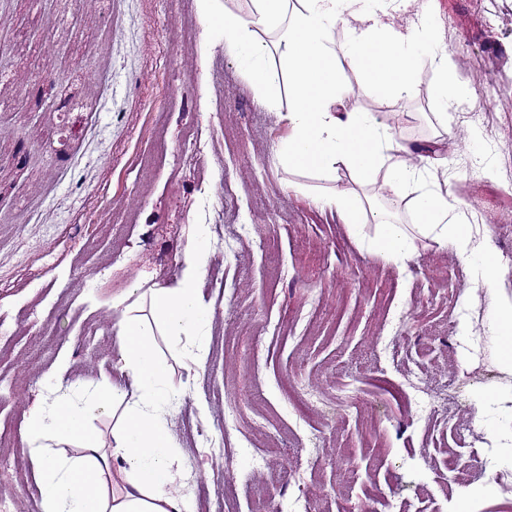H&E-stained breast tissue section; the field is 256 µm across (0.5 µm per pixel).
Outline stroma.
<instances>
[{
    "label": "stroma",
    "instance_id": "35a3bbf8",
    "mask_svg": "<svg viewBox=\"0 0 512 512\" xmlns=\"http://www.w3.org/2000/svg\"><path fill=\"white\" fill-rule=\"evenodd\" d=\"M247 0H0V320L19 336L0 352V429L10 434L0 490L15 512H43L22 442L47 382L73 377L127 386L115 363L117 322L133 284L173 286L203 218L252 225L235 252L213 248L197 283L211 312L205 365L168 359L183 393L164 417L178 443L181 494L199 512H255L303 497L308 512L363 503L387 512H498L494 480L470 472L452 494L445 449L472 460L494 408L478 394L512 385L488 333L492 296L454 247L420 241L394 263L361 248L336 212L309 195L354 188L282 169L289 130L260 106L211 19ZM427 10L440 25L453 77L469 101L428 118L434 73L422 65L413 98L362 93L348 106L376 113L488 238L496 284L512 296V0H417L393 22ZM481 135V174L461 146ZM357 189V188H354ZM375 197L379 184L357 189ZM122 250L113 261V250ZM398 329L392 351L380 330ZM430 396L454 397L461 416L421 417L410 376ZM241 451L236 477L224 447ZM271 445V470L247 460Z\"/></svg>",
    "mask_w": 512,
    "mask_h": 512
}]
</instances>
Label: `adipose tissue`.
I'll return each mask as SVG.
<instances>
[{
    "instance_id": "obj_1",
    "label": "adipose tissue",
    "mask_w": 512,
    "mask_h": 512,
    "mask_svg": "<svg viewBox=\"0 0 512 512\" xmlns=\"http://www.w3.org/2000/svg\"><path fill=\"white\" fill-rule=\"evenodd\" d=\"M413 0H249L246 12L224 10L219 24L224 47L251 82L263 107L288 109L279 118L290 134L275 154L283 169L313 172L323 179L347 171L359 185L382 179L392 202H406L413 217L406 225L391 204L363 202L350 191L312 196L319 209L336 211L368 251L393 260L414 255L417 238L452 244L461 261L488 288H495L493 251L474 239L447 191L431 180L427 165L407 159L409 149L374 113L346 108L352 88L342 66L359 69L361 88L396 102L412 95L418 68L435 73L432 114L448 125L450 104L469 99L467 85L450 78L453 62L438 25L421 17L399 28L390 12L408 9ZM344 26L346 39L334 32ZM375 223V235L366 226ZM210 258L206 230H199L184 253V276L173 287L150 292V312L170 349L188 342L196 365L205 362L203 329L209 311L195 288ZM117 363L129 389L88 390L72 382L51 387L53 398L32 417L22 438L44 491V512H195L193 503L172 490L176 446L163 417L179 389L167 371L143 320L126 315L119 323ZM114 421L111 454H104L89 423L98 412ZM74 445L78 454L59 455Z\"/></svg>"
}]
</instances>
